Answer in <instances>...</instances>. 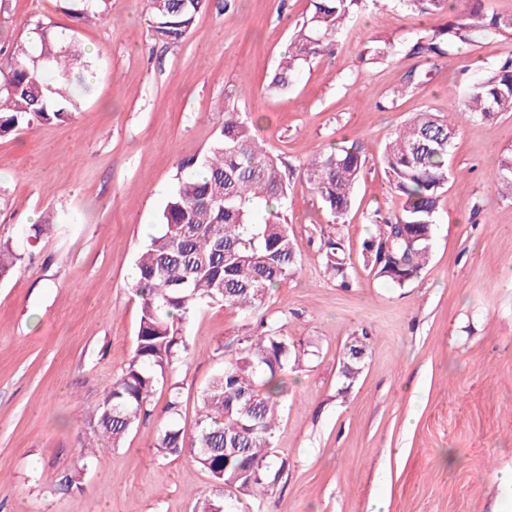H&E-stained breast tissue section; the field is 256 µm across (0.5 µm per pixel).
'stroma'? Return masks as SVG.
Returning a JSON list of instances; mask_svg holds the SVG:
<instances>
[{"label": "stroma", "mask_w": 512, "mask_h": 512, "mask_svg": "<svg viewBox=\"0 0 512 512\" xmlns=\"http://www.w3.org/2000/svg\"><path fill=\"white\" fill-rule=\"evenodd\" d=\"M71 9V0L0 7V42L30 40L40 24L68 33L95 65L71 120L0 139V238L28 256L0 281V512H194L219 494L188 454H157V415L89 461L80 443L133 348L138 252L228 103L295 169L287 217L300 266L250 319L214 305L190 320L189 355L176 371L183 423H193L244 322L281 326L304 355L286 378L275 433L287 470L262 501L229 490L226 501L236 512H371L379 497L387 512H512V484L500 479L512 472V198L497 190L500 161L512 155V112L483 123L459 116L418 278L392 287L375 277L366 251L374 215L399 206L381 148L412 113L447 111L511 49L480 40L425 66L418 89L392 99L418 63L403 49L411 32L447 17L366 0L333 50L275 93L271 72L310 0H205L174 46L154 40L149 0H99L92 21ZM376 40L395 42L398 54L365 62ZM353 138L363 139L368 162L336 225L298 167ZM33 224L47 227L35 242ZM332 235L349 256L342 280L324 271ZM362 335L369 350L349 384L344 352ZM78 466L83 490L61 489Z\"/></svg>", "instance_id": "1"}]
</instances>
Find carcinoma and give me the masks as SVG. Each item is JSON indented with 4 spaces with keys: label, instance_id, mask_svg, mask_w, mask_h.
<instances>
[{
    "label": "carcinoma",
    "instance_id": "1",
    "mask_svg": "<svg viewBox=\"0 0 512 512\" xmlns=\"http://www.w3.org/2000/svg\"><path fill=\"white\" fill-rule=\"evenodd\" d=\"M308 18L295 25L288 52L270 87L288 88L290 78L309 58L328 51L363 0H311ZM418 15L463 9L436 28L412 32L409 54L430 62L460 47L499 38L512 45V12L483 10V0H396ZM203 0H150L149 27L154 39L181 43L194 27ZM36 54L16 45L6 59L0 82V137L36 123L65 122L77 109L69 90L79 63L72 37L40 25L33 29ZM56 74L58 100L47 101L39 74ZM476 121L512 112V51L503 64L473 83L448 114L424 110L401 126L384 145L380 163L400 206L392 216L375 215L378 233L367 245L377 278L402 288L427 266L435 213L448 184V154L458 131L456 115ZM368 160L363 140L317 151L300 170L314 186L335 224L349 211L354 188ZM194 171L178 178L161 211L159 228L143 244L132 291L140 299L134 348L120 375L102 393L93 418V434L117 447L154 412L156 388L168 385V397L156 429L159 456L187 451L219 489L230 488L260 499L273 491L288 461L278 455L274 438L283 376L301 367V352L281 327L267 325L237 339L233 354L200 393L199 414L191 428L180 423V386L174 369L188 354L185 327L195 313L221 305L244 315L258 312L271 289L293 278L298 260L283 211L288 181L282 165L267 151L235 106L224 105V122L208 150L190 163ZM501 190L512 195V156L501 161ZM324 268L345 276L346 254L340 239L325 244ZM25 258L0 243V280L12 277ZM369 337L348 345L343 377L353 382Z\"/></svg>",
    "mask_w": 512,
    "mask_h": 512
}]
</instances>
